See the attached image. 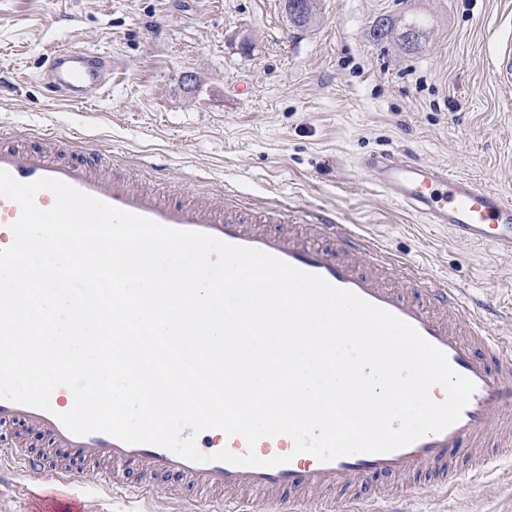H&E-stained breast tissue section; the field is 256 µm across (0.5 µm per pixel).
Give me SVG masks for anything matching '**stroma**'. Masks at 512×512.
<instances>
[{
  "mask_svg": "<svg viewBox=\"0 0 512 512\" xmlns=\"http://www.w3.org/2000/svg\"><path fill=\"white\" fill-rule=\"evenodd\" d=\"M419 21L417 47L372 39L376 18ZM512 0H316L306 27L285 0H0V130L92 147L153 187L235 195L300 223L319 210L436 284L500 308L512 336V258L453 240L353 167L409 155L512 195V90L488 61ZM88 48L112 70L105 93L69 105L39 80L48 50ZM249 96H240L239 86ZM413 512H512V457L479 484L411 496Z\"/></svg>",
  "mask_w": 512,
  "mask_h": 512,
  "instance_id": "1",
  "label": "stroma"
}]
</instances>
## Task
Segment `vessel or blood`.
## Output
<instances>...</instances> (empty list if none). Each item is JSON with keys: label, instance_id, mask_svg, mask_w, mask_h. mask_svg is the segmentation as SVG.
Returning <instances> with one entry per match:
<instances>
[{"label": "vessel or blood", "instance_id": "1", "mask_svg": "<svg viewBox=\"0 0 512 512\" xmlns=\"http://www.w3.org/2000/svg\"><path fill=\"white\" fill-rule=\"evenodd\" d=\"M500 82L512 86V35L497 37L489 58ZM41 80L52 95L79 104L89 92L105 88L109 67L89 50H54L45 61ZM0 169L29 183L42 177L63 180L112 206L158 223L201 231L225 242L267 252L290 265L324 277L332 285L394 313L425 339L442 349L452 368L474 381L476 391L460 420L442 433L421 438L386 454H357L320 462L308 454L293 455L286 435L261 439L255 448L263 459L291 455L277 467L237 466L214 460L226 449L242 456L248 448L239 436L218 430L201 433L199 450L208 460H186L161 447L126 444L105 433L78 437L53 412L0 399V446L14 448L7 429L19 426L39 433L44 449L20 451L17 465L29 480L48 479L50 491L35 490L41 512H85L73 485L80 473H91L100 490L111 489L116 472L139 471V495H154L168 478L199 490L200 504H225V512H303L310 490L378 475L418 478L422 489L445 490L461 477L480 481L493 461L490 424L502 417L512 424V340L493 327L486 308L464 302L456 288L417 277L399 265L376 242L324 213L306 233L273 232L284 223L279 210L246 212L231 201L201 197L193 201L146 186L127 169L102 160L93 151L74 150L56 159L46 143L13 145L0 142ZM357 170L371 185L427 224H443L458 241L493 246L512 255V198L472 178L414 157L391 153L360 157ZM470 447L467 467L449 464V451ZM394 500L372 491L344 501L341 512H396Z\"/></svg>", "mask_w": 512, "mask_h": 512}]
</instances>
